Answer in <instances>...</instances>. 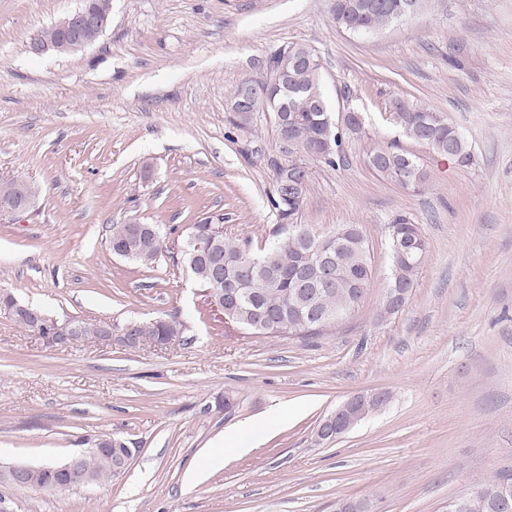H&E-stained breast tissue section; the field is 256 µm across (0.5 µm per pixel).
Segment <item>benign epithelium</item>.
<instances>
[{
	"mask_svg": "<svg viewBox=\"0 0 512 512\" xmlns=\"http://www.w3.org/2000/svg\"><path fill=\"white\" fill-rule=\"evenodd\" d=\"M112 12V0H79V5L64 18L52 25V32L55 37L45 39L36 36L28 44V51L33 55H44L47 53L67 54L82 49L90 42L86 35L94 32L102 34L108 24ZM260 84H249L245 91L238 96L230 105L232 112H261L267 109L268 88L278 85L279 78L267 74L259 77ZM17 196L12 200L6 211L12 214H21L27 211L37 196V188L29 181L20 179L16 181ZM179 254L187 252L192 256L201 257L211 267L212 287L203 289L207 304L213 310L224 313V293L218 290L220 282V270L218 264L212 262L214 257L213 249L204 237H198L192 233L185 237L184 244L178 247ZM0 307L15 316L23 314L31 322L39 325H52V336L50 341L55 344L67 345L78 342L87 343L91 339L98 341H112V336H119L122 344L128 346L133 337L129 332L134 329L131 324L123 328L112 327V323L103 321L97 326V336L91 338L83 335V325L73 319L61 324L47 316L38 308L21 304L9 294L0 296ZM382 391L375 390L358 393L345 402L336 410L324 418L318 425L315 435L323 443L331 442L356 426L362 419L363 414L358 408L366 407L381 398ZM45 471L57 478L62 485L71 483L74 479H80L86 483L89 478L80 473L79 456L74 455L66 462L59 465L31 466L17 464L10 466L7 470L0 472V481L16 487L29 488L34 485V474Z\"/></svg>",
	"mask_w": 512,
	"mask_h": 512,
	"instance_id": "7a95c632",
	"label": "benign epithelium"
}]
</instances>
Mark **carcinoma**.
I'll list each match as a JSON object with an SVG mask.
<instances>
[{"mask_svg": "<svg viewBox=\"0 0 512 512\" xmlns=\"http://www.w3.org/2000/svg\"><path fill=\"white\" fill-rule=\"evenodd\" d=\"M411 6L418 12L424 0H332L336 26L353 34H373L401 18ZM295 48L304 62L287 74L278 88L270 90L268 109L286 115L288 127L277 132L279 150L286 161L273 159V192L269 203L278 225L276 237L260 252L251 248L252 239L223 236L214 244L224 265V279L241 289L237 301L228 305L226 317L237 328L255 335L288 337L306 341L323 334L349 319L354 301L364 302L374 274V256L362 225L341 226L326 234H316L308 226H291L300 210L304 192L293 185H306L307 162L336 168L342 161L343 138L362 135L364 128L350 125L340 128L329 111L320 83L321 65L312 49L297 43ZM387 120L403 134L434 153L447 156L462 166L473 163V152L465 136L439 112L417 106L403 98L389 104ZM367 164L404 189L419 191L427 174L416 155L393 144H376L367 153ZM138 238L130 235V225L114 224L108 241L112 249H133L130 260L149 266L165 252L166 239L161 229ZM388 258L391 267L389 288L406 292L405 298L390 307L383 305L380 317L400 312L417 284L428 243L416 224L399 222L388 225ZM190 274L205 288L211 287L207 266L199 258L185 257ZM141 335L166 341L184 336L186 325L177 318L167 323L159 317L138 321ZM82 469L96 485L116 474L112 460L86 452ZM512 481V473L502 472L484 484L473 497L463 502L459 512H504L499 506L502 482Z\"/></svg>", "mask_w": 512, "mask_h": 512, "instance_id": "carcinoma-1", "label": "carcinoma"}]
</instances>
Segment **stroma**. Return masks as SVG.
<instances>
[{
  "mask_svg": "<svg viewBox=\"0 0 512 512\" xmlns=\"http://www.w3.org/2000/svg\"><path fill=\"white\" fill-rule=\"evenodd\" d=\"M332 0H112L99 39L66 54L30 40L77 0H0V182L38 196L0 213V289L88 323L172 315L174 347L51 346L0 311V465L60 463L84 439L119 436L125 474L63 492L0 483L12 512H448L512 472V0H427L371 35L336 26ZM300 42L331 110L349 102L368 138L343 162L310 163L295 223L363 225L374 277L355 316L308 341L249 335L210 311L182 263L115 256L108 228L133 220L185 234L209 220L261 246L279 141L271 113L232 128L229 96L274 49ZM447 117L458 165L387 125L393 98ZM398 141L428 173L421 192L370 169L371 141ZM420 225L428 252L404 309L379 318L390 277L386 228ZM379 411L328 444L319 422L354 393ZM233 394L232 409L217 406ZM245 454L205 464L246 422ZM17 196L12 200L9 207L1 206V213L7 211L12 214H21L27 211L37 196V188L29 181L20 179L16 180Z\"/></svg>",
  "mask_w": 512,
  "mask_h": 512,
  "instance_id": "obj_1",
  "label": "stroma"
}]
</instances>
